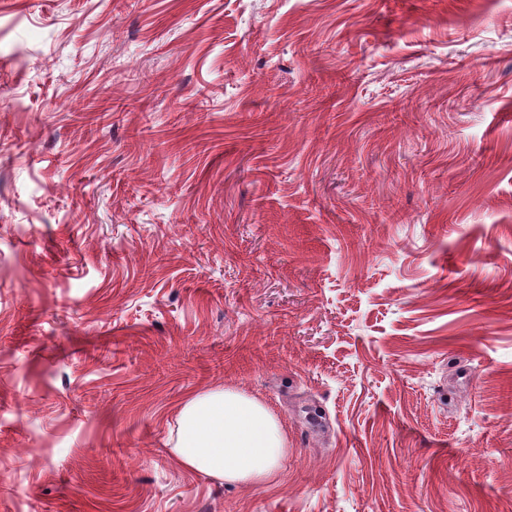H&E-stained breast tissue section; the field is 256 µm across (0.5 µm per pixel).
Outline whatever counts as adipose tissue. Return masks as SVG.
<instances>
[{
  "mask_svg": "<svg viewBox=\"0 0 512 512\" xmlns=\"http://www.w3.org/2000/svg\"><path fill=\"white\" fill-rule=\"evenodd\" d=\"M286 451L282 423L242 392L224 388L194 394L178 410L174 453L179 463L225 484L266 483Z\"/></svg>",
  "mask_w": 512,
  "mask_h": 512,
  "instance_id": "obj_1",
  "label": "adipose tissue"
}]
</instances>
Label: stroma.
Returning a JSON list of instances; mask_svg holds the SVG:
<instances>
[{
    "label": "stroma",
    "instance_id": "35a3bbf8",
    "mask_svg": "<svg viewBox=\"0 0 512 512\" xmlns=\"http://www.w3.org/2000/svg\"><path fill=\"white\" fill-rule=\"evenodd\" d=\"M0 512H512V0H0ZM177 423L179 463L226 485H263L287 451L282 423L262 403L233 389L187 397Z\"/></svg>",
    "mask_w": 512,
    "mask_h": 512
}]
</instances>
